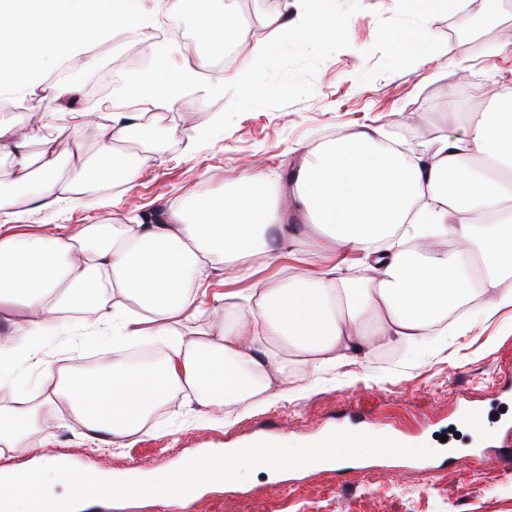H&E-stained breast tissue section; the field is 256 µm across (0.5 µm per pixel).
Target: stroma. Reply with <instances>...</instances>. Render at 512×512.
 Listing matches in <instances>:
<instances>
[{
	"label": "stroma",
	"mask_w": 512,
	"mask_h": 512,
	"mask_svg": "<svg viewBox=\"0 0 512 512\" xmlns=\"http://www.w3.org/2000/svg\"><path fill=\"white\" fill-rule=\"evenodd\" d=\"M214 6L251 15L259 22L251 42L273 45L260 68L265 94L249 86L211 96L189 91L169 113L141 102L123 104L116 89L77 99L74 110L103 117L121 104L150 114L156 134L120 144L137 162L138 178L112 179L109 188L79 201L67 195L48 206L26 200L19 216L0 217L1 235L134 224L141 214L186 206L201 189L232 188L248 162L283 192L307 150L365 125L383 127L420 157L439 137L462 135L459 113L474 117L490 107V86L512 85V7L504 0H467L466 6L424 16L407 0H333L346 24L344 37L299 32L288 40L263 23L273 12L270 0H215ZM413 30L425 34L427 48L398 42L399 34ZM202 112L223 113V124L194 143L168 136V128L199 125ZM467 321L465 335L445 336L420 352L399 348L388 360L375 349L313 373L293 359L298 385L230 419L220 405L203 414L192 402L177 417L162 408L141 434L114 448L86 439L75 422L56 429L58 412L47 408L30 438L72 467H97L123 480L259 436L311 445L341 431L345 414L359 408L406 447L430 449V456L384 458L365 472L342 464L261 472L233 487L210 484L200 489L194 512H512V469L496 458L497 448L512 445V432H497L493 449L464 469L440 440L457 408L499 412L501 372L512 368V308L488 317L475 303ZM42 357L50 368L30 360L15 371L34 400L71 367L64 348L49 347Z\"/></svg>",
	"instance_id": "stroma-1"
}]
</instances>
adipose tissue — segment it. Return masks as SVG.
<instances>
[{
  "label": "adipose tissue",
  "mask_w": 512,
  "mask_h": 512,
  "mask_svg": "<svg viewBox=\"0 0 512 512\" xmlns=\"http://www.w3.org/2000/svg\"><path fill=\"white\" fill-rule=\"evenodd\" d=\"M205 12L196 37L222 54L236 42L232 10ZM182 0H0V87H37L44 98L66 101L76 89L46 82L47 66L94 42L153 26L158 11L178 16ZM158 64L125 76L132 100L172 108L188 89L207 94L248 86L270 55L264 43L247 47L241 64L217 82L188 65L173 67L175 39L151 43ZM493 108L463 118L462 136L436 140L428 156L407 160L381 128L348 132L308 151L293 174L291 192L273 195L267 174L245 169L221 193L203 191L190 209L168 212L154 224H86L69 235L0 236V310L20 308L25 318L0 337V391L16 407L0 410V460L35 452L24 437L38 410L25 406L15 377L19 359L38 354L49 339L100 337L112 355L89 372L71 370L44 391L43 401L67 409L86 437L122 447L161 406L191 391L209 408L256 395L272 398L295 384L293 355L311 370L349 361L382 344L414 351L428 347V330L448 311L481 297L487 314L512 307V87L496 86ZM139 112L115 111L94 154L77 149L60 157L46 144L29 146L53 126V113L30 106L21 121L0 118V153L11 158L0 213L17 197L54 202L58 193L95 194L105 175L133 180L139 168L120 149L143 126ZM296 215L298 225L288 224ZM325 235L316 266L303 259L300 229ZM452 240V251L440 244ZM224 266L219 322L184 330L204 312L207 265ZM159 345L158 359L134 361L130 348ZM386 435H331L318 448L279 441L272 451L232 448L224 454L225 483L274 467L312 466L319 457L341 462L348 448H384ZM206 460L180 473L150 476L156 493L173 485L196 491L210 477ZM65 489L55 493L56 480ZM107 480L86 485L63 474L56 461L19 483L0 482L6 512H84L114 497Z\"/></svg>",
  "instance_id": "obj_1"
}]
</instances>
